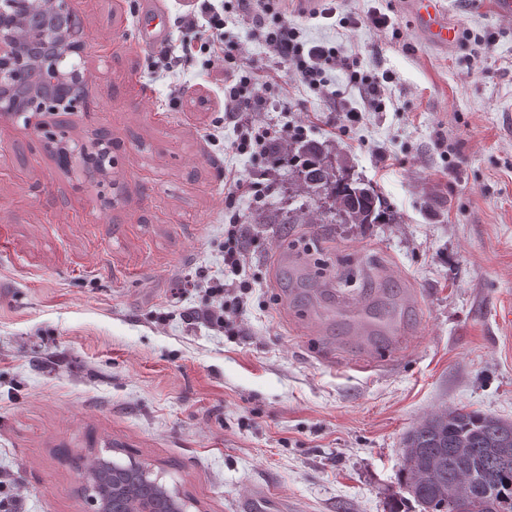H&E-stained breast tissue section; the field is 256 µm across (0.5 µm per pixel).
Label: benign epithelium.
I'll use <instances>...</instances> for the list:
<instances>
[{
    "mask_svg": "<svg viewBox=\"0 0 512 512\" xmlns=\"http://www.w3.org/2000/svg\"><path fill=\"white\" fill-rule=\"evenodd\" d=\"M74 18L70 0H33L32 22L41 24L43 51L31 61L25 56L24 25L0 23V60L14 63L10 76L0 74V114L26 112L29 120L44 112L63 115L57 122L58 132L47 136L59 147H64L63 139L67 138L64 116L89 103L82 67L70 64L71 57L82 55L86 47L84 28L74 23ZM60 158L67 166L78 159L87 169L104 174L106 165L112 163L110 141L100 133L93 151L84 146L65 147ZM152 483V469L131 458L121 469L98 472L94 465L87 468L80 491L91 512H159L162 508L185 512V504L174 493H131L134 485Z\"/></svg>",
    "mask_w": 512,
    "mask_h": 512,
    "instance_id": "1",
    "label": "benign epithelium"
}]
</instances>
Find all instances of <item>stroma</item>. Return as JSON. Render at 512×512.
Returning a JSON list of instances; mask_svg holds the SVG:
<instances>
[{"instance_id": "1", "label": "stroma", "mask_w": 512, "mask_h": 512, "mask_svg": "<svg viewBox=\"0 0 512 512\" xmlns=\"http://www.w3.org/2000/svg\"><path fill=\"white\" fill-rule=\"evenodd\" d=\"M194 2L71 0L90 102L68 137L107 131V175L60 166L45 131L0 115V497L87 512L74 461L115 448L152 463L188 512H246L256 497L268 512H389L403 438L430 413L512 421V19L452 0L488 42L444 52L399 0H341L348 27L289 0L284 23L389 73L391 100L365 111L335 67L339 104L294 82L286 103L268 89L257 117L328 144L399 221L259 225L247 216L287 207L288 186L225 151V62L180 58ZM224 20L238 59L270 62L246 19ZM340 109L363 114L342 137ZM228 169L263 198L225 186ZM233 216L253 292L232 338L200 319L211 298L190 280L220 276ZM367 298L396 303L405 347L350 333ZM365 353L379 362L368 373Z\"/></svg>"}]
</instances>
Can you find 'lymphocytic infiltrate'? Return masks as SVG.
<instances>
[{"label":"lymphocytic infiltrate","mask_w":512,"mask_h":512,"mask_svg":"<svg viewBox=\"0 0 512 512\" xmlns=\"http://www.w3.org/2000/svg\"><path fill=\"white\" fill-rule=\"evenodd\" d=\"M238 10L247 12L254 24V34L268 44L276 58V67L240 66L224 73V112L232 121H240L239 137L231 149L240 154L268 156L271 148L285 134L302 137V128H279L271 123L253 120L260 111L262 100L256 87L277 84L281 73H289L305 86L323 90L328 68L341 66L348 73L349 87L363 95L367 109L381 112L386 108L385 84L389 75L376 76L357 71L354 64L336 46L305 47L296 28L279 23L271 25L267 16L279 18L284 0H236ZM242 227L229 222L224 227V279L214 282L208 292L212 305L203 311V319L212 327L236 334L235 318L247 303L252 284L246 277L247 257L242 247Z\"/></svg>","instance_id":"obj_1"}]
</instances>
